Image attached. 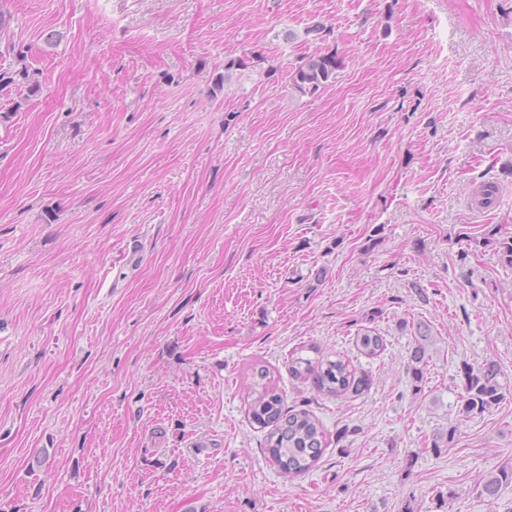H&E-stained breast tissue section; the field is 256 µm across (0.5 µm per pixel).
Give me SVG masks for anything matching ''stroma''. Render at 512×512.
I'll list each match as a JSON object with an SVG mask.
<instances>
[{
	"mask_svg": "<svg viewBox=\"0 0 512 512\" xmlns=\"http://www.w3.org/2000/svg\"><path fill=\"white\" fill-rule=\"evenodd\" d=\"M0 12V73L22 52L42 82L0 90V512H512V484L476 492L512 465V398L460 410L462 363L512 389V0ZM325 48L335 82L292 93ZM296 354L370 385L324 396ZM257 361L326 432L294 479L247 416ZM343 60L336 51L316 50L299 58L288 71V82L300 96H314L335 82ZM431 334L426 326L417 327V335L415 334L414 344L409 349L408 365L412 369L414 378L419 382L423 378V370L428 363V343ZM353 340L358 352L367 357L379 356L385 348V339L374 330L358 332ZM512 483V467H501L498 471L484 477L477 485L479 494L486 498L495 499L498 497L502 487Z\"/></svg>",
	"mask_w": 512,
	"mask_h": 512,
	"instance_id": "stroma-1",
	"label": "stroma"
}]
</instances>
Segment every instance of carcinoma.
<instances>
[{
  "label": "carcinoma",
  "instance_id": "obj_1",
  "mask_svg": "<svg viewBox=\"0 0 512 512\" xmlns=\"http://www.w3.org/2000/svg\"><path fill=\"white\" fill-rule=\"evenodd\" d=\"M18 68L0 73V89L17 81L28 88L31 95L39 92L41 81L36 73L17 60ZM248 57L230 58L224 63V75L215 85L224 87L232 72L249 67ZM343 60L336 51L317 50L299 58L288 71V82L293 91L301 96H313L335 82L336 72ZM431 334L428 328L417 327L414 344L409 349L408 365L416 380L423 378L428 363V343ZM354 346L367 357H376L385 348V339L373 330H364L354 337ZM291 371L297 377L313 379L315 389L328 396L344 397L350 393H361L369 385V378L357 375L351 361L337 356L335 359L291 357ZM463 390L461 411L467 416L481 415L508 398L506 389L499 382V371L493 365L474 368L463 364ZM267 367L255 364L251 367L248 417L259 427L267 430L266 450L271 462L285 477L294 478L309 471L326 449V434L320 421L308 410H288L282 395L268 381ZM512 483V467H501L484 477L477 485L479 494L495 499L503 486Z\"/></svg>",
  "mask_w": 512,
  "mask_h": 512
}]
</instances>
